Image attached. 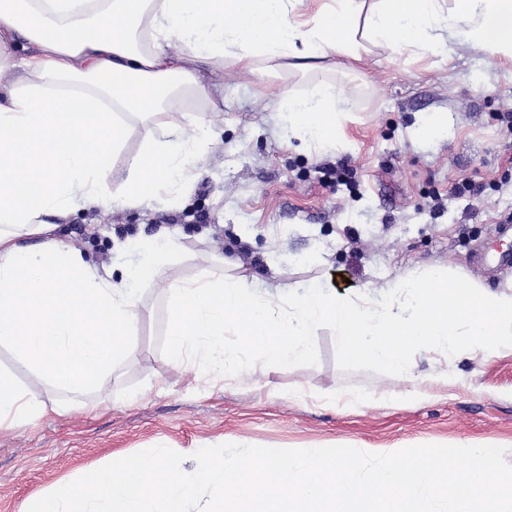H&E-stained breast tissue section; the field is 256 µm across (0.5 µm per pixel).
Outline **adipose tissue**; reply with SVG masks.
I'll return each instance as SVG.
<instances>
[{
    "label": "adipose tissue",
    "mask_w": 512,
    "mask_h": 512,
    "mask_svg": "<svg viewBox=\"0 0 512 512\" xmlns=\"http://www.w3.org/2000/svg\"><path fill=\"white\" fill-rule=\"evenodd\" d=\"M469 23L459 32L457 20ZM512 52V0H0V343L30 369L35 387L0 374V428L47 413L36 387L97 393L131 356L139 284L163 257L147 248L113 278L49 237V217L109 204L135 205L177 190L212 129L185 138L173 104L205 91L201 62L253 67L288 57H359V33L394 51L437 49L439 31ZM181 53H170L171 43ZM340 94L323 84L283 94L290 136L338 147ZM150 124L141 150L123 157L132 123ZM127 178L109 190L113 159ZM41 237L33 252L18 234Z\"/></svg>",
    "instance_id": "1"
}]
</instances>
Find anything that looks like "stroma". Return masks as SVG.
Listing matches in <instances>:
<instances>
[{
  "label": "stroma",
  "instance_id": "1",
  "mask_svg": "<svg viewBox=\"0 0 512 512\" xmlns=\"http://www.w3.org/2000/svg\"><path fill=\"white\" fill-rule=\"evenodd\" d=\"M214 100L181 101L186 130L213 138L176 193L137 206L79 209L55 220L62 239L114 273L166 241L154 280L139 287L134 357L117 365L94 411L81 396L39 387L61 410L0 429V512L77 479L112 458L163 445L192 468L195 449L225 443L276 448L461 446L488 439L512 463V350L474 348L454 357L419 351L410 375L342 371L333 332L315 333L308 367L246 370L224 379L176 368L161 351L167 289L228 274L274 299L312 285L379 300L413 273L444 269L492 293L512 294V270L489 271L512 251V62L451 41L439 53L366 43L360 60L329 55L279 61L273 76L233 62L200 64ZM342 92V148L316 152L289 138L277 112L282 91L317 85ZM448 128L420 136L436 115ZM347 165V182L323 165ZM474 191L461 192L463 183ZM421 395H412L413 381Z\"/></svg>",
  "mask_w": 512,
  "mask_h": 512
}]
</instances>
